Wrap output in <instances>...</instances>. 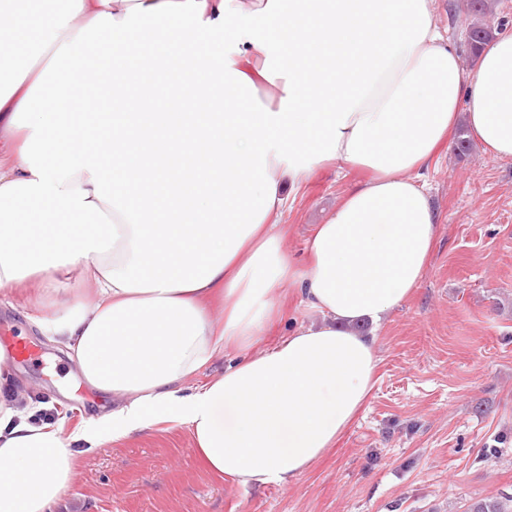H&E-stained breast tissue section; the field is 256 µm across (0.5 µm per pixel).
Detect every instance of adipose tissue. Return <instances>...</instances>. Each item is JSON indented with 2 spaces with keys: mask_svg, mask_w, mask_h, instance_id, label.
<instances>
[{
  "mask_svg": "<svg viewBox=\"0 0 512 512\" xmlns=\"http://www.w3.org/2000/svg\"><path fill=\"white\" fill-rule=\"evenodd\" d=\"M33 2L0 0V288L118 398L82 441L164 421L234 486L297 483L374 388L356 326L422 278L438 235L423 171L458 115L512 159V34L468 70L435 0ZM157 80L184 111H137ZM334 163L365 178L297 265L280 218ZM69 274L88 293L57 289ZM291 293L320 322L261 348ZM74 465L60 427L0 395V512H53Z\"/></svg>",
  "mask_w": 512,
  "mask_h": 512,
  "instance_id": "1",
  "label": "adipose tissue"
}]
</instances>
